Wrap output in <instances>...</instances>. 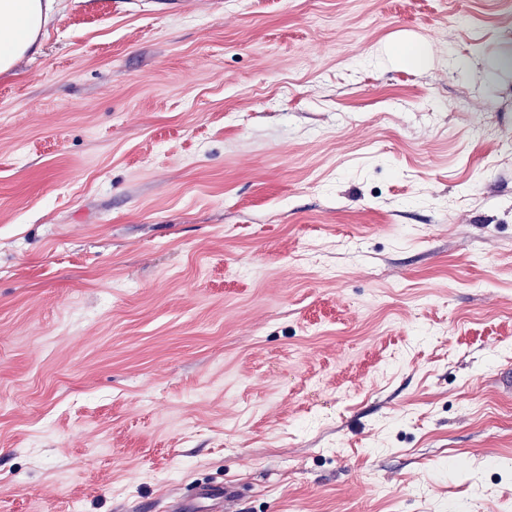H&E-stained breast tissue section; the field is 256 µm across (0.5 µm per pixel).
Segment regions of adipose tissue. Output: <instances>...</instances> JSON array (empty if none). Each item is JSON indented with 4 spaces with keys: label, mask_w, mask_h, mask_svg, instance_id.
Returning <instances> with one entry per match:
<instances>
[{
    "label": "adipose tissue",
    "mask_w": 512,
    "mask_h": 512,
    "mask_svg": "<svg viewBox=\"0 0 512 512\" xmlns=\"http://www.w3.org/2000/svg\"><path fill=\"white\" fill-rule=\"evenodd\" d=\"M40 15L37 0H0V64L14 66L36 43L29 18Z\"/></svg>",
    "instance_id": "ef3b65f1"
}]
</instances>
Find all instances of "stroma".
Here are the masks:
<instances>
[{"mask_svg":"<svg viewBox=\"0 0 512 512\" xmlns=\"http://www.w3.org/2000/svg\"><path fill=\"white\" fill-rule=\"evenodd\" d=\"M39 39L0 512H512V0H61Z\"/></svg>","mask_w":512,"mask_h":512,"instance_id":"35a3bbf8","label":"stroma"}]
</instances>
